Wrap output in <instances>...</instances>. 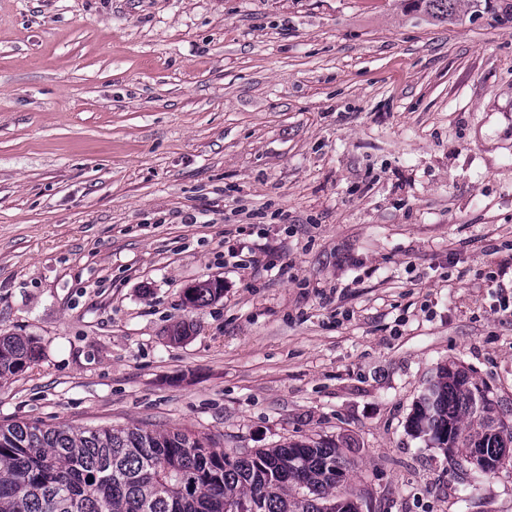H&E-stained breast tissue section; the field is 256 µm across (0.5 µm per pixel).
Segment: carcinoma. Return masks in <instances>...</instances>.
Instances as JSON below:
<instances>
[{
  "label": "carcinoma",
  "instance_id": "carcinoma-1",
  "mask_svg": "<svg viewBox=\"0 0 512 512\" xmlns=\"http://www.w3.org/2000/svg\"><path fill=\"white\" fill-rule=\"evenodd\" d=\"M407 8L446 22L473 0H405ZM224 284L193 288L191 307L220 297ZM39 356L33 340L0 334V378ZM415 435L447 456L476 453L480 473H497L512 454V419L462 366L437 369L409 418ZM351 461L333 441H295L244 453L214 448L188 430L133 427L74 431L28 422L0 424V512H352L358 489L343 478Z\"/></svg>",
  "mask_w": 512,
  "mask_h": 512
}]
</instances>
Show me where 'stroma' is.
<instances>
[{"label":"stroma","mask_w":512,"mask_h":512,"mask_svg":"<svg viewBox=\"0 0 512 512\" xmlns=\"http://www.w3.org/2000/svg\"><path fill=\"white\" fill-rule=\"evenodd\" d=\"M491 3L0 0V331L41 350L0 424L332 440L362 512H512V465L462 476L408 428L450 362L512 408ZM407 2V8L415 11H423L438 21L448 22V20L459 17L467 11L473 0H404ZM193 289L191 307H204L211 301L220 297L224 292V284L219 280H205L196 285Z\"/></svg>","instance_id":"35a3bbf8"}]
</instances>
